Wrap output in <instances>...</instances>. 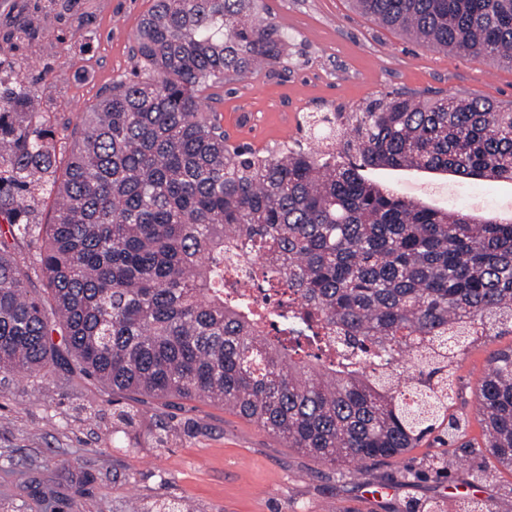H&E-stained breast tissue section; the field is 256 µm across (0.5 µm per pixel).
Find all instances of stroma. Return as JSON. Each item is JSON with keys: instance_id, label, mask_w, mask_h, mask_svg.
Instances as JSON below:
<instances>
[{"instance_id": "1", "label": "stroma", "mask_w": 512, "mask_h": 512, "mask_svg": "<svg viewBox=\"0 0 512 512\" xmlns=\"http://www.w3.org/2000/svg\"><path fill=\"white\" fill-rule=\"evenodd\" d=\"M17 0H0V59L36 89L34 109L55 127L76 123L112 82L134 69L132 49L152 0H75L42 19L32 39L6 41ZM288 34V54L246 78L206 90L203 109L224 117L231 145L263 149L295 138L303 113L352 110L391 91L512 102V68L426 48L361 15L352 0H265ZM457 207L479 195L485 208H512V186L470 179ZM512 347L503 333L469 346L456 364L452 414L471 413L487 360ZM134 395L60 369L42 379L0 375V512H129L131 502L189 501L196 512H404L410 502L474 499L512 512V471L487 483L469 473L496 466L427 440L403 455L340 476L255 423L210 402H149L141 422L113 432ZM168 433L161 448L136 444L145 430ZM452 463L435 475L427 454Z\"/></svg>"}]
</instances>
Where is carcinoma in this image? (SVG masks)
Listing matches in <instances>:
<instances>
[{"label":"carcinoma","mask_w":512,"mask_h":512,"mask_svg":"<svg viewBox=\"0 0 512 512\" xmlns=\"http://www.w3.org/2000/svg\"><path fill=\"white\" fill-rule=\"evenodd\" d=\"M353 2L428 48L512 67V0ZM287 47L263 0H153L137 70L64 135L63 166L34 89L0 64L1 372L73 363L114 391L208 399L351 474L465 435L469 419L448 415L454 364L512 333V212L442 209L377 172L512 184V107L391 91L305 113L293 142L230 145L199 92ZM231 256L265 259L268 287L299 300L297 327L264 333L250 281L226 280ZM405 356L410 377L382 369ZM475 418V451L512 471V349L491 354ZM451 508L499 512L465 500L408 512Z\"/></svg>","instance_id":"1"}]
</instances>
